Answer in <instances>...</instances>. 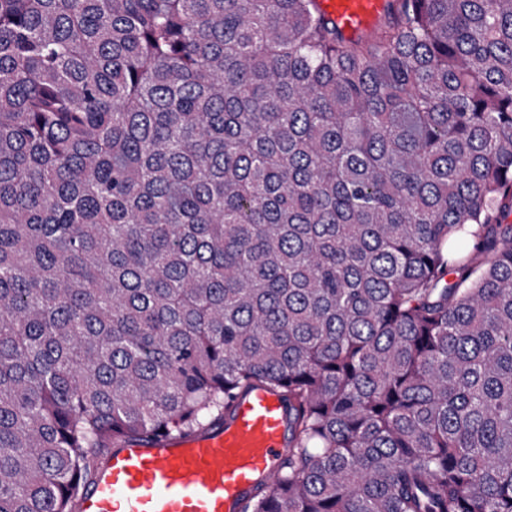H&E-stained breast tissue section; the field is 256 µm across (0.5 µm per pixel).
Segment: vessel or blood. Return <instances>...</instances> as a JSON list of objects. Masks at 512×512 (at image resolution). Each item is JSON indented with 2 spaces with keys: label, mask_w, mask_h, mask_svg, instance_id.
Masks as SVG:
<instances>
[{
  "label": "vessel or blood",
  "mask_w": 512,
  "mask_h": 512,
  "mask_svg": "<svg viewBox=\"0 0 512 512\" xmlns=\"http://www.w3.org/2000/svg\"><path fill=\"white\" fill-rule=\"evenodd\" d=\"M389 0H319L345 37L373 32ZM288 449V409L262 386L240 396L223 423L113 449L74 512H243L269 491Z\"/></svg>",
  "instance_id": "vessel-or-blood-1"
}]
</instances>
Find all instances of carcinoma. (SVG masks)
Listing matches in <instances>:
<instances>
[{"instance_id": "carcinoma-1", "label": "carcinoma", "mask_w": 512, "mask_h": 512, "mask_svg": "<svg viewBox=\"0 0 512 512\" xmlns=\"http://www.w3.org/2000/svg\"><path fill=\"white\" fill-rule=\"evenodd\" d=\"M512 0H0V512L264 386L243 512H512ZM318 1L321 11L347 38L373 32L385 18L389 5V0Z\"/></svg>"}]
</instances>
